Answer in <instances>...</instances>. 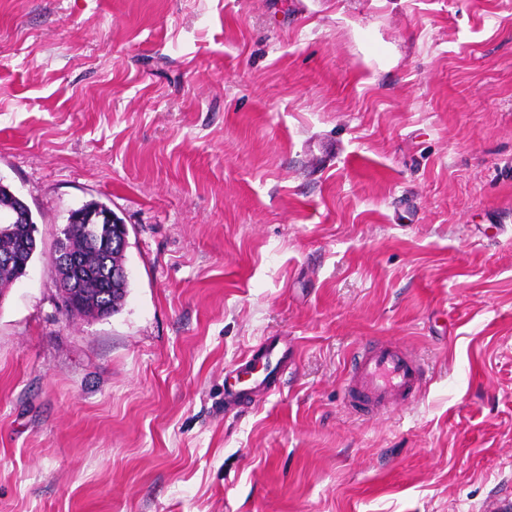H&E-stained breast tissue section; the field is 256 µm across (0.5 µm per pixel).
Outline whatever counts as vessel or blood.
<instances>
[{
    "mask_svg": "<svg viewBox=\"0 0 512 512\" xmlns=\"http://www.w3.org/2000/svg\"><path fill=\"white\" fill-rule=\"evenodd\" d=\"M273 359L287 364L288 348L279 341L266 339L239 363L238 369L259 388L266 383L265 373ZM426 381L424 368L404 347L383 342L354 352L345 378L344 399L349 407L386 413L409 402Z\"/></svg>",
    "mask_w": 512,
    "mask_h": 512,
    "instance_id": "vessel-or-blood-1",
    "label": "vessel or blood"
}]
</instances>
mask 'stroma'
<instances>
[{"mask_svg": "<svg viewBox=\"0 0 512 512\" xmlns=\"http://www.w3.org/2000/svg\"><path fill=\"white\" fill-rule=\"evenodd\" d=\"M0 512H493L512 500V0H0ZM129 288L69 317L72 210ZM288 341L273 386L224 379ZM427 385L352 413L355 349ZM20 212L27 215L26 224L16 222L8 224L10 231H0V292L25 275L26 268L36 255L38 244L35 236L36 222L29 206L16 196L7 185L0 182V227L1 217L9 213ZM16 257L13 258L10 254ZM13 263V264H12ZM12 264V265H6ZM87 224L94 227L102 247L104 243L112 241V237L117 238L120 234L125 235L120 249L126 247L127 226L106 204L94 202L72 211L68 223L60 231L54 251V254L58 253L52 255V268L57 273L58 305L67 316L75 315L67 310L71 308L70 276L77 259L72 290L78 314L92 312L97 316H109L118 311L128 292L125 251L93 247L88 239ZM64 251L76 255V258ZM112 270L115 271L113 275ZM121 271L125 274L120 275Z\"/></svg>", "mask_w": 512, "mask_h": 512, "instance_id": "35a3bbf8", "label": "stroma"}]
</instances>
